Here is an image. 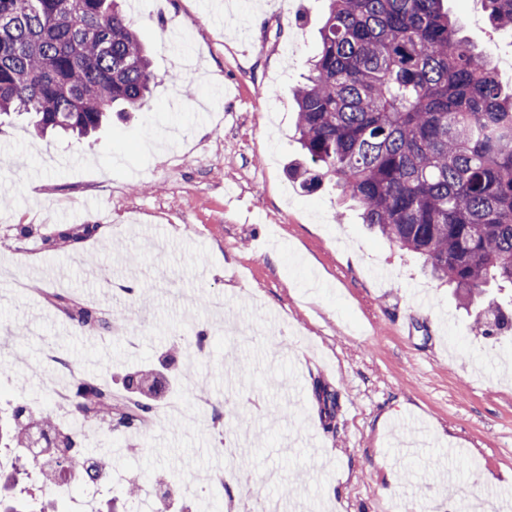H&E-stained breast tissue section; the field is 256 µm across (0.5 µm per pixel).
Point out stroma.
Listing matches in <instances>:
<instances>
[{"mask_svg": "<svg viewBox=\"0 0 512 512\" xmlns=\"http://www.w3.org/2000/svg\"><path fill=\"white\" fill-rule=\"evenodd\" d=\"M449 14L512 80V32L481 0ZM323 0H136L129 19L160 80L142 110L93 138L0 121V402L55 412L53 390L130 370L181 344L178 388L151 424L79 445L112 463L103 499L130 483L185 493L171 512H258L294 492L297 512H512V332L485 337L415 256L372 233L330 187L287 175L299 156L296 86L309 74ZM97 224L79 254L41 248L64 223ZM35 233L20 236L19 225ZM112 314L74 331L46 297ZM212 342L197 351L191 336ZM76 360L60 373L51 356ZM339 392L322 426L315 382ZM205 385L210 402L194 401ZM249 452L226 474L211 401ZM193 404L189 422L169 417ZM225 486H218V476ZM19 496L77 512L82 488L34 479Z\"/></svg>", "mask_w": 512, "mask_h": 512, "instance_id": "1", "label": "stroma"}]
</instances>
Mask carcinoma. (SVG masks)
Masks as SVG:
<instances>
[{
  "label": "carcinoma",
  "mask_w": 512,
  "mask_h": 512,
  "mask_svg": "<svg viewBox=\"0 0 512 512\" xmlns=\"http://www.w3.org/2000/svg\"><path fill=\"white\" fill-rule=\"evenodd\" d=\"M320 46L307 82L295 90L304 161L291 176L313 191L329 184L362 223L424 258L429 275L481 304L472 329L496 336L512 328V93L468 40L444 0H327ZM488 21L512 31V0H483ZM157 79L118 0H0V115L32 116L44 134L81 140L112 108L137 112ZM94 228L73 226L42 240L66 249ZM47 299L78 329L112 332L103 312L67 294ZM126 374L123 391L96 378L70 389L71 417L123 433L151 419L162 370L175 355ZM315 394L331 428L338 391ZM39 430L69 439L85 433L54 416L12 413L7 448H25ZM79 463L59 455L38 473L45 484ZM0 482V512L30 504Z\"/></svg>",
  "instance_id": "carcinoma-1"
}]
</instances>
